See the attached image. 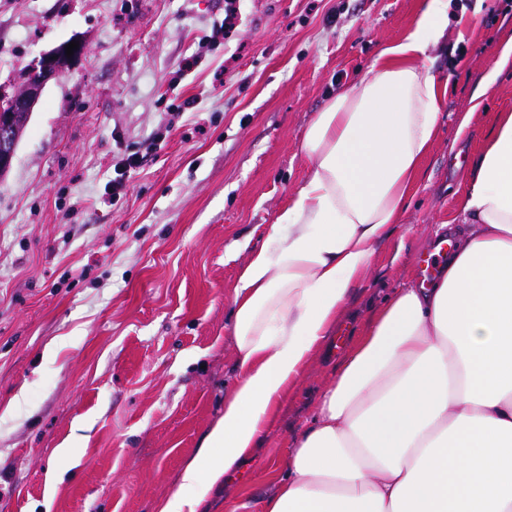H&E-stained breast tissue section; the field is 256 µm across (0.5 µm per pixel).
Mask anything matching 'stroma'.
I'll return each instance as SVG.
<instances>
[{
    "label": "stroma",
    "instance_id": "obj_1",
    "mask_svg": "<svg viewBox=\"0 0 512 512\" xmlns=\"http://www.w3.org/2000/svg\"><path fill=\"white\" fill-rule=\"evenodd\" d=\"M462 3L461 33L432 51L448 95L410 207L259 448L198 512H262L348 348L386 296L424 278L472 157L512 112V64L472 101L512 36V0ZM421 5L0 0V85L61 43L85 45L0 178V512H158L178 489L236 380L233 288L304 181L309 123ZM231 9L234 32L204 43ZM135 152L113 195L114 165Z\"/></svg>",
    "mask_w": 512,
    "mask_h": 512
}]
</instances>
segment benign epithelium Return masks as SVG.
<instances>
[{"label":"benign epithelium","instance_id":"benign-epithelium-1","mask_svg":"<svg viewBox=\"0 0 512 512\" xmlns=\"http://www.w3.org/2000/svg\"><path fill=\"white\" fill-rule=\"evenodd\" d=\"M69 61L65 47L61 46L44 54L21 72L12 92L7 93L0 88V100L7 102V107L0 109V177L11 168L19 144L20 124L28 123L45 85L59 78Z\"/></svg>","mask_w":512,"mask_h":512}]
</instances>
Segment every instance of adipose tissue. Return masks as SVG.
Returning <instances> with one entry per match:
<instances>
[{
	"instance_id": "adipose-tissue-1",
	"label": "adipose tissue",
	"mask_w": 512,
	"mask_h": 512,
	"mask_svg": "<svg viewBox=\"0 0 512 512\" xmlns=\"http://www.w3.org/2000/svg\"><path fill=\"white\" fill-rule=\"evenodd\" d=\"M449 0L316 112L307 175L233 289L238 379L180 475L195 498L259 446L331 336L378 243L400 223L448 85L430 52ZM464 228L428 285L394 291L327 386L263 512H512V112L469 164Z\"/></svg>"
}]
</instances>
